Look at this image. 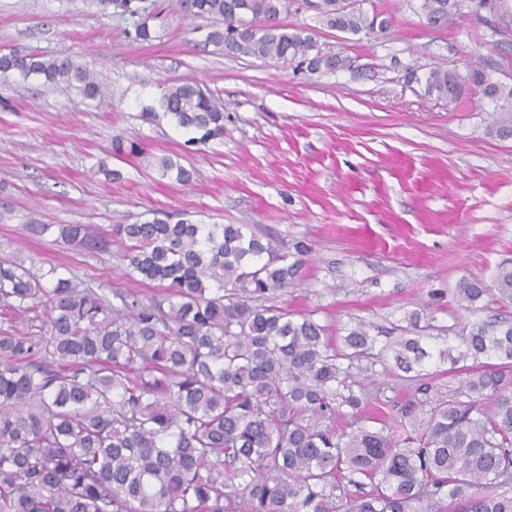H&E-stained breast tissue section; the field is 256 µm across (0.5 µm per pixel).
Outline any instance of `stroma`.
Segmentation results:
<instances>
[{"mask_svg":"<svg viewBox=\"0 0 512 512\" xmlns=\"http://www.w3.org/2000/svg\"><path fill=\"white\" fill-rule=\"evenodd\" d=\"M419 5L363 0L390 18L384 36L290 9L283 24L350 62L313 74L225 56L206 43L204 20L175 6L149 19L143 42L100 0H0V51L74 56L107 87L91 100L0 78V257L125 288L120 247L87 249L58 225L108 237L155 218L250 224L279 252L311 247L281 307L336 330L362 321L381 339L418 308L437 326L470 322L453 300L458 283L512 264V139L488 134L492 107L480 96L458 107L428 95L424 78L436 66H483L512 85V29L499 32L487 11L432 27ZM182 81L211 91L223 137L191 144L146 117ZM163 157L190 182L163 176Z\"/></svg>","mask_w":512,"mask_h":512,"instance_id":"obj_1","label":"stroma"}]
</instances>
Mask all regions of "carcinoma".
Returning a JSON list of instances; mask_svg holds the SVG:
<instances>
[{
	"mask_svg": "<svg viewBox=\"0 0 512 512\" xmlns=\"http://www.w3.org/2000/svg\"><path fill=\"white\" fill-rule=\"evenodd\" d=\"M143 0H106L148 41ZM210 22L226 56L306 67L346 65L311 32L280 22L291 0H177ZM330 29L358 35L391 23L348 0H312ZM442 26L488 10L512 23V0H422ZM32 75L53 91L103 96L96 70L68 56L0 53V77ZM477 88L493 105L487 131L512 139V86L479 67H443L428 93L461 103ZM164 115L205 144L224 113L193 81L167 87ZM91 250L107 242L65 224ZM130 242L127 275L166 285L144 295L103 288L14 259L0 260V512H512V321L494 317L426 348L422 313L377 345L357 322L337 338L314 313L275 299L294 286L310 247L287 262L248 224H117ZM487 295L512 303V266L464 280L458 309ZM46 313L48 335L21 331ZM449 368L432 371L430 366ZM414 387L376 428L358 376ZM460 376L455 397L433 394L436 374ZM466 400H461L460 396Z\"/></svg>",
	"mask_w": 512,
	"mask_h": 512,
	"instance_id": "1",
	"label": "carcinoma"
}]
</instances>
